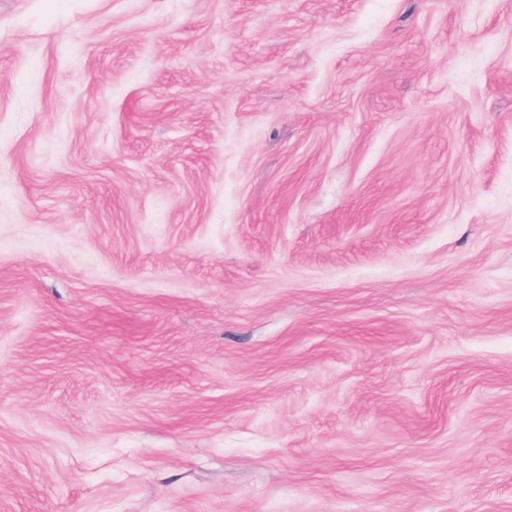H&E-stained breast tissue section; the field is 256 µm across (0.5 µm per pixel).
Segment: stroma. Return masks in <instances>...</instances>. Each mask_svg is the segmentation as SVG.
Here are the masks:
<instances>
[{
    "label": "stroma",
    "mask_w": 512,
    "mask_h": 512,
    "mask_svg": "<svg viewBox=\"0 0 512 512\" xmlns=\"http://www.w3.org/2000/svg\"><path fill=\"white\" fill-rule=\"evenodd\" d=\"M0 512H512V0H0Z\"/></svg>",
    "instance_id": "obj_1"
}]
</instances>
